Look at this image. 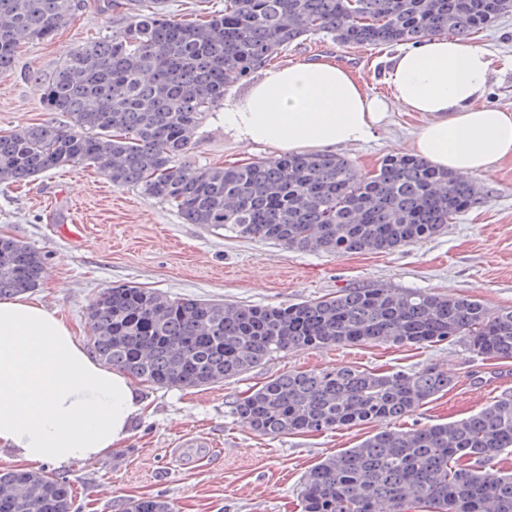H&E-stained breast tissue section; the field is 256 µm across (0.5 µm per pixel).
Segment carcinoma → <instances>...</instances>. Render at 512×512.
Listing matches in <instances>:
<instances>
[{"instance_id": "carcinoma-1", "label": "carcinoma", "mask_w": 512, "mask_h": 512, "mask_svg": "<svg viewBox=\"0 0 512 512\" xmlns=\"http://www.w3.org/2000/svg\"><path fill=\"white\" fill-rule=\"evenodd\" d=\"M127 6L134 12L118 34L74 49L45 79L44 109L67 122L0 133L1 184L89 164L188 224L334 256L394 251L487 203L473 178L413 156L387 157L368 175L333 154L214 167L188 156L199 126L222 105L224 86L304 37L377 46L469 36L512 10V0H224L221 9L180 19L162 0ZM78 7L77 0H0V74L12 70L22 46L72 22ZM44 266L38 250L0 237V298L39 287ZM89 319L91 348L104 364L160 387L214 385L282 352L368 342L460 340L482 358L512 359V310L492 313L477 299L420 290L345 288L261 307L119 286L99 293ZM454 383L436 366L290 371L233 402L231 414L272 437L380 425L304 473L302 512H512V471L486 469L512 453L511 393L458 420L394 427ZM72 506L67 477L0 470V512ZM125 512H173V504L139 497Z\"/></svg>"}]
</instances>
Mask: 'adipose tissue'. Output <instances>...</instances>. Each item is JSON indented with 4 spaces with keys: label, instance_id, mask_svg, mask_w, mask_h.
Instances as JSON below:
<instances>
[{
    "label": "adipose tissue",
    "instance_id": "1",
    "mask_svg": "<svg viewBox=\"0 0 512 512\" xmlns=\"http://www.w3.org/2000/svg\"><path fill=\"white\" fill-rule=\"evenodd\" d=\"M490 53L469 39L427 36L387 61L395 101L423 118L409 154L434 167L482 175L512 158V111L480 105ZM388 117L353 72L333 62L265 69L219 118L246 146L328 153L367 141ZM144 403L56 312L25 296L0 300V456L36 469L90 461L119 448Z\"/></svg>",
    "mask_w": 512,
    "mask_h": 512
}]
</instances>
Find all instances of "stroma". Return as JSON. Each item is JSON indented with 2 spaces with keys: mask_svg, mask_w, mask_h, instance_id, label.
<instances>
[{
  "mask_svg": "<svg viewBox=\"0 0 512 512\" xmlns=\"http://www.w3.org/2000/svg\"><path fill=\"white\" fill-rule=\"evenodd\" d=\"M52 40L26 44L11 72L0 75V132L43 123L61 125V112L45 111L40 78L49 77L79 44L118 33L127 12H99L94 0ZM493 55L485 105L512 110V11L472 34ZM385 46L342 45L314 36L289 47L274 66L332 61L350 69L371 93L390 97L384 80ZM421 117L399 104L387 124L359 145L344 147L364 174L395 155ZM273 148H246L223 122L207 116L196 135L193 161L237 165L275 157ZM489 193L482 208L463 214L439 235L387 253L343 256L302 252L283 245L225 236L183 223L176 210L119 188L94 166H66L25 184H0V236L30 245L45 257V277L32 296L58 311L77 339L89 343L88 308L102 289L138 286L168 298L193 297L253 306H281L335 296L343 288L422 290L468 296L490 311L512 310V161L481 176ZM447 369L454 385L412 414L401 428L466 417L512 393V360L484 359L463 343H367L300 349L267 360L243 376L213 386H135L145 404L129 437L110 455L64 465L76 488L75 512H124L128 500L161 495L175 512H301L300 480L324 457L354 447L377 424L332 432L261 436L234 420L231 406L264 381L289 371L349 366L376 372L426 365Z\"/></svg>",
  "mask_w": 512,
  "mask_h": 512,
  "instance_id": "35a3bbf8",
  "label": "stroma"
}]
</instances>
